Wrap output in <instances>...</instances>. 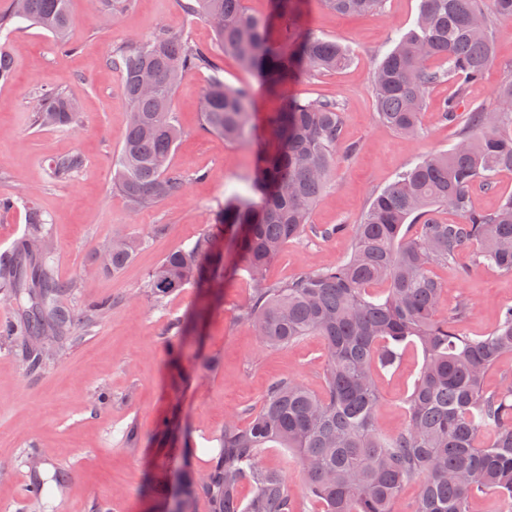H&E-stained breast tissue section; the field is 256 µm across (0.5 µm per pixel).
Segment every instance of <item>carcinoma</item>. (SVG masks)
<instances>
[{
	"mask_svg": "<svg viewBox=\"0 0 512 512\" xmlns=\"http://www.w3.org/2000/svg\"><path fill=\"white\" fill-rule=\"evenodd\" d=\"M302 0H273L258 17L244 0H188V11L210 24L216 45L236 56L271 91L300 77H317L345 67L350 52L336 42L299 28ZM338 15L382 13L384 0H321ZM512 17V0H419L413 27L393 41L376 63L372 90L379 120L404 137L421 133L420 114L430 89L452 81L454 93L441 107L444 121L459 126L458 142L400 171L376 191L354 226L349 251L337 266L300 274L283 285L263 282L265 267L288 241L309 228L311 212L326 187L340 151L342 119L336 101L283 97L268 113L270 137L244 195L218 208L216 224L148 273L147 296L155 303L191 286L199 292L224 280V238L231 235L236 258L256 282L251 304L240 318L255 324L267 347H286L307 336L323 338L327 362L324 392L316 394L292 377L273 381L262 409L245 426L224 424L218 453L204 473L183 489L178 512L205 498L210 512H296L281 472L260 465L263 449L276 444L296 452L305 495L322 512H394L410 479L420 482L414 512H472L476 499L497 495L512 512V382L485 387V374L512 356V306L500 310L486 336L465 335L470 313L464 299L451 317H438L441 283L433 265L468 254L476 266L512 274V193L492 211L472 205V189L496 190L497 176L512 171V78L496 93V106L472 104L470 89L482 82L494 54L496 20ZM27 21L64 42L72 23L68 0H13L0 15V28ZM130 102L126 136L113 165L116 190L140 208L182 188L188 176L172 166L181 131L173 89L187 72L216 69L212 55L187 38L165 30L113 56ZM253 89L234 87L213 75L204 94L202 129L226 140L253 133ZM77 121L60 92L42 99L35 122L71 126ZM77 156L52 160L51 176L66 180L79 168ZM446 208L460 220L432 217ZM47 220L30 210L29 227L13 253L0 256V293L18 309L16 323L0 330L18 347L30 371L49 367L72 340L73 315L61 297L74 285L52 273ZM416 224L414 235L403 231ZM148 240L112 238L108 269L117 273ZM208 301L190 317L174 320L178 356L195 357V330L211 311ZM112 311L94 302L83 316L88 332ZM420 348L422 365L403 399L407 424L382 434L375 416L380 403L376 377L396 367L400 347ZM181 430L173 410L159 422L155 439L169 448ZM483 431L492 432L486 444ZM66 484L58 468L49 477L33 474L26 500L35 509ZM253 495L243 501L240 489ZM170 472L154 479L156 494L172 500Z\"/></svg>",
	"mask_w": 512,
	"mask_h": 512,
	"instance_id": "carcinoma-1",
	"label": "carcinoma"
}]
</instances>
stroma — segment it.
Masks as SVG:
<instances>
[{"label":"stroma","mask_w":512,"mask_h":512,"mask_svg":"<svg viewBox=\"0 0 512 512\" xmlns=\"http://www.w3.org/2000/svg\"><path fill=\"white\" fill-rule=\"evenodd\" d=\"M185 0H130L119 16L104 11L99 0H70L72 25L66 45L40 28L21 24L0 29L14 67L9 81L0 82V199L18 204L0 210V255L23 236L29 208L47 220L52 241V266L59 280L76 283L66 296L75 320L87 305L108 301L111 313L91 332L74 328L75 339L54 363L38 373L21 368L14 347L0 340V461L12 459L11 478L0 481V512H23L19 489L31 467L26 453L39 448L48 455L44 472L64 468L67 484L51 500L47 512H90L93 502H106L109 512H161L146 491L154 465L198 476L207 468L203 449L229 415L247 424L277 378L294 376L322 393L325 345L310 336L284 348L263 346L252 323L240 312L254 296L255 284L245 269L226 277L217 308L201 332L203 353L213 360L187 363L190 378L173 381L172 360L177 345L171 322L200 301L186 288L153 305L143 283L170 253L207 232L225 196L245 192L256 169L258 138L266 137L264 120L280 100L268 93L254 72L217 50L211 27L184 7ZM419 0H385L381 15L339 16L320 0H303L302 30L335 39L351 51L343 70L290 83L287 94L318 101L333 99L342 107V145L353 148L339 157L336 169L317 201L311 226L293 240L268 267L266 281L284 284L302 273L340 263L347 252L352 227L372 194L390 184L396 173L428 153L451 148L455 127L440 118L439 107L452 92L451 83L434 86L421 114L418 139L401 137L376 117L371 76L376 60L396 34L414 24ZM187 36L210 50L216 72L225 83L254 90L256 137L227 142L201 128L203 95L211 71L189 72L177 84L174 110L182 137L173 155L175 168L189 174L188 183L157 204L131 209L112 185V167L123 144L129 105L121 74L112 63L117 48L158 30ZM512 75V18L496 23L495 54L487 78L472 87L470 98L493 106L500 82ZM64 91L78 106L77 124L36 125L34 116L44 90ZM78 154L83 165L74 178L53 181L51 159ZM117 234L144 236L146 248L119 273L102 269L97 253L102 241ZM469 269L460 275L459 266ZM432 274L443 292L438 309L448 316L461 299L473 308L462 325L470 336L487 335L503 307L512 306V274L475 266L461 257L458 266L436 265ZM422 362L415 345H406L396 369L379 374L382 395L376 425L386 435L406 423L404 397L412 388ZM105 388L110 400L94 399ZM177 410L181 431L174 448H158L153 440L157 421ZM136 424L137 442L123 434ZM260 463L284 474L298 512H321L320 504L304 494L297 457L284 448L264 449Z\"/></svg>","instance_id":"stroma-1"}]
</instances>
